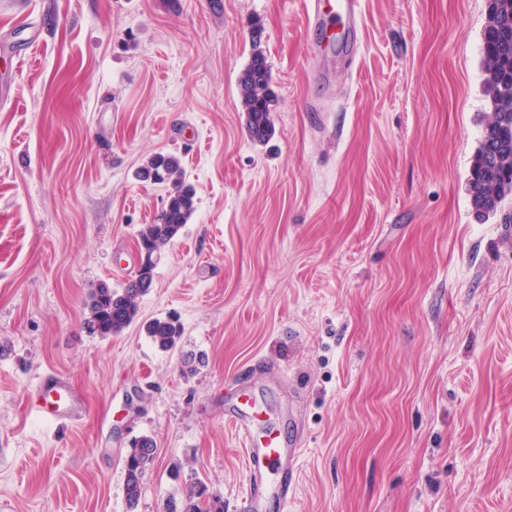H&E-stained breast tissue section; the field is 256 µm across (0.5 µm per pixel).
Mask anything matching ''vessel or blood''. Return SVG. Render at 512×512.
<instances>
[{
  "mask_svg": "<svg viewBox=\"0 0 512 512\" xmlns=\"http://www.w3.org/2000/svg\"><path fill=\"white\" fill-rule=\"evenodd\" d=\"M309 21L321 37L333 38L336 26H351L357 21L360 0H312ZM43 402L39 412L48 419L65 423L72 419L78 398L63 377L52 375L41 386ZM262 407L254 396L241 395L225 414L237 432L244 451L249 476V491L241 506L242 512H265L269 501L287 502L294 486L293 468L283 467L284 457L296 456L300 441L286 442L280 435L259 429Z\"/></svg>",
  "mask_w": 512,
  "mask_h": 512,
  "instance_id": "1",
  "label": "vessel or blood"
}]
</instances>
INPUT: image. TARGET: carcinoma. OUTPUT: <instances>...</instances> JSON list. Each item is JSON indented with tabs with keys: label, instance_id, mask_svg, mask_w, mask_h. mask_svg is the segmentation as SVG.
<instances>
[{
	"label": "carcinoma",
	"instance_id": "obj_1",
	"mask_svg": "<svg viewBox=\"0 0 512 512\" xmlns=\"http://www.w3.org/2000/svg\"><path fill=\"white\" fill-rule=\"evenodd\" d=\"M252 58L238 80V91L249 136L264 142L272 135L270 117L275 94L266 57L260 49V31L252 32ZM483 87L489 98L490 116L470 167L467 183L476 217L486 219L498 212L505 197L512 194V0H487L483 31ZM140 175L145 180L171 186L166 206L156 224H143L138 230L140 263L121 287L100 283L90 289L83 306L86 324L101 337L117 336L139 316V300L154 283L156 255L179 236L195 210V191L185 184L180 158L157 153L144 163ZM147 335L161 351L174 349L180 328L167 319L147 325ZM155 444L144 436L132 443L123 459L125 498L134 508L142 493L147 466L154 459ZM205 490L195 486L187 493L183 512H224L219 499L203 510L195 499Z\"/></svg>",
	"mask_w": 512,
	"mask_h": 512
}]
</instances>
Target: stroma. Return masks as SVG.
Wrapping results in <instances>:
<instances>
[{"label":"stroma","mask_w":512,"mask_h":512,"mask_svg":"<svg viewBox=\"0 0 512 512\" xmlns=\"http://www.w3.org/2000/svg\"><path fill=\"white\" fill-rule=\"evenodd\" d=\"M487 0H361L327 84L309 0H0V512H166L195 485L239 512L246 387L301 437L266 512H512V197L467 179L490 114ZM261 32L275 102L253 142L238 78ZM180 157L195 211L123 333L119 287ZM176 319L159 351L145 332ZM79 419L34 414L45 374ZM156 456L135 510L123 457ZM147 335L161 351L174 349L180 339V328L167 319H154L147 325Z\"/></svg>","instance_id":"obj_1"}]
</instances>
